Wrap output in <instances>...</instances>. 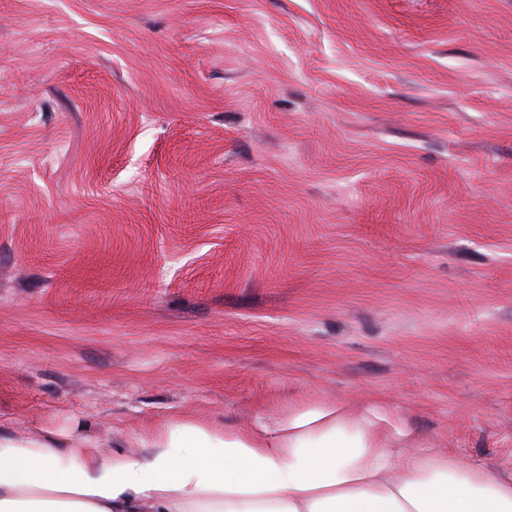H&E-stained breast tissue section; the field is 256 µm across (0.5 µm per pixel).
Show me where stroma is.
Masks as SVG:
<instances>
[{
  "label": "stroma",
  "mask_w": 512,
  "mask_h": 512,
  "mask_svg": "<svg viewBox=\"0 0 512 512\" xmlns=\"http://www.w3.org/2000/svg\"><path fill=\"white\" fill-rule=\"evenodd\" d=\"M319 398L512 468V0H0V430Z\"/></svg>",
  "instance_id": "1"
}]
</instances>
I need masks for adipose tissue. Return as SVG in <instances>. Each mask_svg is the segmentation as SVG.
Returning a JSON list of instances; mask_svg holds the SVG:
<instances>
[{
	"label": "adipose tissue",
	"mask_w": 512,
	"mask_h": 512,
	"mask_svg": "<svg viewBox=\"0 0 512 512\" xmlns=\"http://www.w3.org/2000/svg\"><path fill=\"white\" fill-rule=\"evenodd\" d=\"M138 443L0 432V512H512V472L431 448L384 401L314 400L245 429L176 419Z\"/></svg>",
	"instance_id": "obj_1"
}]
</instances>
